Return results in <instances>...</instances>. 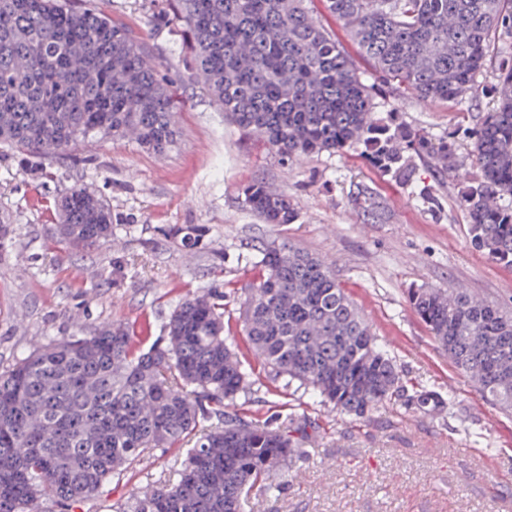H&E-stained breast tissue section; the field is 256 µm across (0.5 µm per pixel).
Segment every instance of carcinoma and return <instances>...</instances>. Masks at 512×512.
<instances>
[{
  "instance_id": "1",
  "label": "carcinoma",
  "mask_w": 512,
  "mask_h": 512,
  "mask_svg": "<svg viewBox=\"0 0 512 512\" xmlns=\"http://www.w3.org/2000/svg\"><path fill=\"white\" fill-rule=\"evenodd\" d=\"M312 0H170L189 33L201 88L244 133L282 162L363 147L401 183L409 156L454 167L452 137L382 120L366 85L308 7ZM375 67L423 101L472 88L489 33L512 29V0H321ZM144 39L89 0H0V147L68 154L98 140L134 138L164 153L177 137L178 101ZM478 171L464 189L472 245L512 267V67L497 107L466 131ZM243 204L267 224H292L284 195L253 181ZM57 236L84 251L112 241V208L81 185L57 202ZM205 229L172 230L184 247ZM244 288L242 334L275 378L312 388L364 419L399 395L400 376L370 326L319 258L268 244ZM410 305L450 362L512 411V317L464 288H410ZM166 338L133 348L123 324L42 345L0 372V512L71 506L152 448L192 443L176 483L142 496L134 512H243L250 490L287 480L305 421L272 427L232 410L250 373L224 329L222 297H185ZM220 425L204 432L202 420Z\"/></svg>"
}]
</instances>
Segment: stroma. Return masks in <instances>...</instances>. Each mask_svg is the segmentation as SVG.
Segmentation results:
<instances>
[{
    "label": "stroma",
    "instance_id": "obj_1",
    "mask_svg": "<svg viewBox=\"0 0 512 512\" xmlns=\"http://www.w3.org/2000/svg\"><path fill=\"white\" fill-rule=\"evenodd\" d=\"M94 3L139 32L174 82L178 136L163 155L131 138L33 164L0 149V218L15 239L0 251V371L48 340L107 323L135 327L136 349L147 350L178 302L201 290L223 295L225 324L243 343L241 290L263 244L285 241L334 270L405 393L355 420L299 384L272 379L244 355L252 384L236 398L239 413L274 426L292 418L316 426L279 496L253 488L246 512H512V414L453 366L407 301L411 288H464L512 311V268L477 251L468 235L462 192L476 164L472 142L461 135L495 107L499 70L512 64V33H493L474 90L441 104L396 88L339 21L325 17L378 117L435 137L458 134L452 171L439 173L414 157L412 181L398 183L372 169L356 147L281 164L202 95L166 0ZM256 179L288 196L298 212L294 223L265 224L243 206L242 189ZM76 183L102 194L114 219L111 242L87 253L67 248L53 230L54 202ZM184 224L206 229L195 247L171 235ZM421 391L438 395L443 407L417 406L411 396ZM185 453L182 444L153 449L111 476L99 495L72 509L46 500L39 512H132L144 492L176 480Z\"/></svg>",
    "mask_w": 512,
    "mask_h": 512
}]
</instances>
